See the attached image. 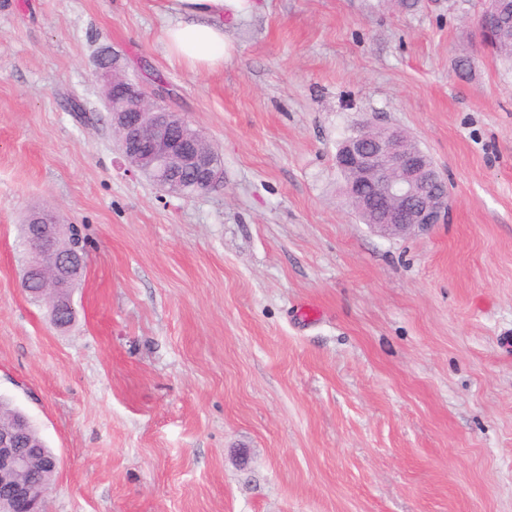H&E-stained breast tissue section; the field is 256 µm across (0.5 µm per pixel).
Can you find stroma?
Here are the masks:
<instances>
[{
    "instance_id": "35a3bbf8",
    "label": "stroma",
    "mask_w": 512,
    "mask_h": 512,
    "mask_svg": "<svg viewBox=\"0 0 512 512\" xmlns=\"http://www.w3.org/2000/svg\"><path fill=\"white\" fill-rule=\"evenodd\" d=\"M484 4L250 0L193 71L170 0H0V397L59 458L45 512H512V65ZM105 47L219 187L130 166ZM368 121L447 175L428 233L350 206L336 152ZM42 208L86 251L64 328L21 287Z\"/></svg>"
}]
</instances>
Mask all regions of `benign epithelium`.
<instances>
[{
	"mask_svg": "<svg viewBox=\"0 0 512 512\" xmlns=\"http://www.w3.org/2000/svg\"><path fill=\"white\" fill-rule=\"evenodd\" d=\"M507 7L512 9V0H489L478 24L479 36L493 33ZM98 68L113 131L122 154L134 168L171 195L180 194L177 185L155 176L165 161L173 162L174 169L193 170L198 193L219 186L222 169L212 161V151L200 148L202 136L185 116L150 100L139 85L123 79L118 55H101ZM336 165L351 175L349 195L373 214L369 227L383 236L426 231L440 223L449 210L447 178L417 142L401 131L368 124L342 141ZM30 222L36 235L28 269L59 288L53 295L51 315L54 324L62 326L75 313L65 287L79 278L84 259L76 247L59 246L62 225L54 210L34 214ZM33 456L25 422L0 427V512H43L46 489L28 477L27 465Z\"/></svg>",
	"mask_w": 512,
	"mask_h": 512,
	"instance_id": "obj_1",
	"label": "benign epithelium"
}]
</instances>
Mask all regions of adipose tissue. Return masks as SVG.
Here are the masks:
<instances>
[{
	"label": "adipose tissue",
	"instance_id": "1",
	"mask_svg": "<svg viewBox=\"0 0 512 512\" xmlns=\"http://www.w3.org/2000/svg\"><path fill=\"white\" fill-rule=\"evenodd\" d=\"M242 0H173L176 17L163 29L170 57L191 69L215 70L226 55L224 27Z\"/></svg>",
	"mask_w": 512,
	"mask_h": 512
}]
</instances>
